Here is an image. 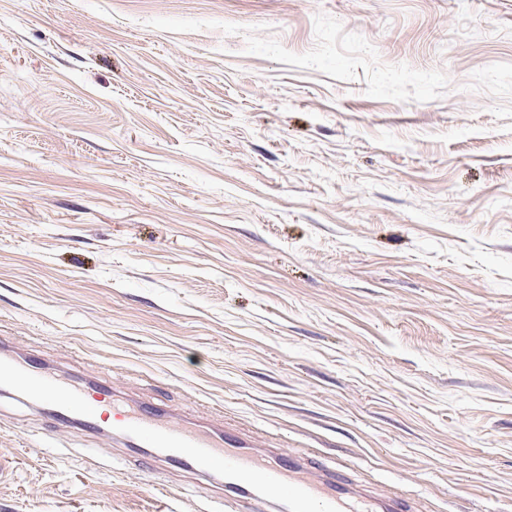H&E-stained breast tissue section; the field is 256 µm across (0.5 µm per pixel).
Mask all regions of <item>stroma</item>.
Returning <instances> with one entry per match:
<instances>
[{
    "label": "stroma",
    "mask_w": 512,
    "mask_h": 512,
    "mask_svg": "<svg viewBox=\"0 0 512 512\" xmlns=\"http://www.w3.org/2000/svg\"><path fill=\"white\" fill-rule=\"evenodd\" d=\"M512 512V0H0V340ZM0 398V512H224Z\"/></svg>",
    "instance_id": "obj_1"
}]
</instances>
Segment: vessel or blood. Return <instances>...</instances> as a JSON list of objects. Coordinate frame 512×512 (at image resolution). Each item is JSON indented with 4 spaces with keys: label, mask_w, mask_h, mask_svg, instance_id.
<instances>
[{
    "label": "vessel or blood",
    "mask_w": 512,
    "mask_h": 512,
    "mask_svg": "<svg viewBox=\"0 0 512 512\" xmlns=\"http://www.w3.org/2000/svg\"><path fill=\"white\" fill-rule=\"evenodd\" d=\"M0 393L42 405L53 425L89 435L111 429L125 446L146 448L149 465L180 464L224 477L226 512H407L403 502H379L352 488L348 473L304 452L289 459L231 426L186 421L152 401L117 407L109 383L80 384L49 372L13 347H0Z\"/></svg>",
    "instance_id": "obj_1"
}]
</instances>
